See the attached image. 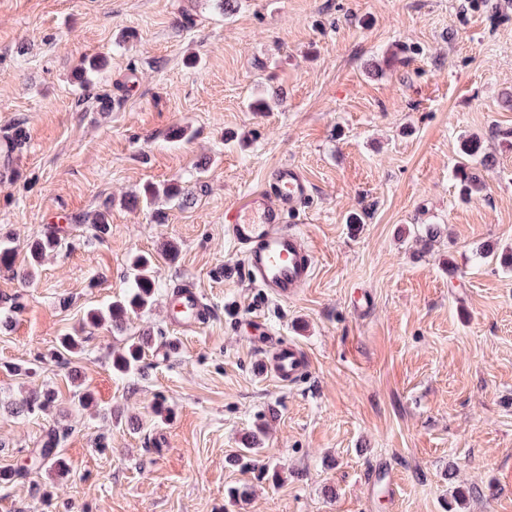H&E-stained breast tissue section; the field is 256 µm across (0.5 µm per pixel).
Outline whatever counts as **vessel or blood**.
<instances>
[{
  "label": "vessel or blood",
  "instance_id": "vessel-or-blood-1",
  "mask_svg": "<svg viewBox=\"0 0 512 512\" xmlns=\"http://www.w3.org/2000/svg\"><path fill=\"white\" fill-rule=\"evenodd\" d=\"M310 192L303 173L282 164L259 188L224 210V234L239 250L246 278L262 297L291 298L313 275L311 250L287 224L289 214L301 209ZM173 293L176 304L171 323L195 330L206 315L199 291L182 282ZM268 352L270 374L277 380L291 383L304 373L307 357L300 348L276 343Z\"/></svg>",
  "mask_w": 512,
  "mask_h": 512
}]
</instances>
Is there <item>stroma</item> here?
<instances>
[{
	"instance_id": "35a3bbf8",
	"label": "stroma",
	"mask_w": 512,
	"mask_h": 512,
	"mask_svg": "<svg viewBox=\"0 0 512 512\" xmlns=\"http://www.w3.org/2000/svg\"><path fill=\"white\" fill-rule=\"evenodd\" d=\"M97 54L108 66L79 86ZM260 93L273 111L250 109ZM18 127L0 238L19 267L33 238L59 228L67 246L34 282L0 270V402L58 394L43 418L0 411V512H512V0H0V141ZM472 136L495 164L465 197ZM283 163L310 181L288 224L315 269L264 303L224 210ZM173 181L184 204L127 202ZM136 252L155 261L152 311L86 326L128 292ZM187 280L210 317L184 333L168 303ZM253 318L305 350L299 382L264 372ZM147 332L144 374H113V350ZM259 426L253 469L235 457ZM55 427L68 474L15 476ZM382 463L388 488L370 481Z\"/></svg>"
}]
</instances>
